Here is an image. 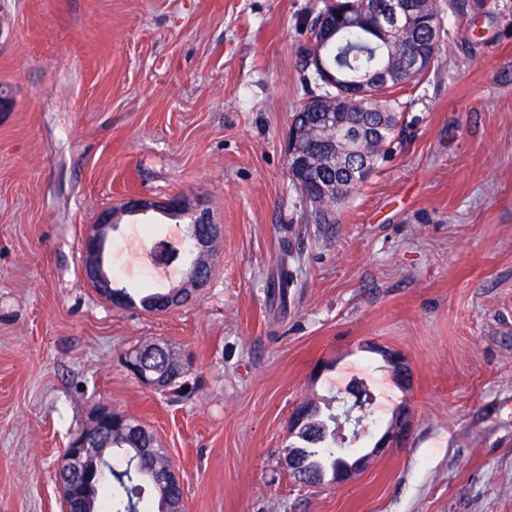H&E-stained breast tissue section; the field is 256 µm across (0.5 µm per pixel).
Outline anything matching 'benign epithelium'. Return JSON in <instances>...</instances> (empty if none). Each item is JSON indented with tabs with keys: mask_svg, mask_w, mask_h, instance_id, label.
<instances>
[{
	"mask_svg": "<svg viewBox=\"0 0 512 512\" xmlns=\"http://www.w3.org/2000/svg\"><path fill=\"white\" fill-rule=\"evenodd\" d=\"M302 135L303 132L297 131L295 127H289L285 151L288 167L291 169H303L308 164L307 149L302 145ZM149 210L194 214V223L198 224V228L190 236L189 248L195 255L197 272L190 279L189 285L196 291L204 288L209 282L210 259L215 244L222 235V225L214 223L206 202L200 198L188 196H167L162 199L132 197L124 207L126 213H143ZM116 220L117 213L113 211L100 213L96 224L92 226V232L82 243L83 274L93 288L109 301L115 299V295L112 292V278L104 270V250L108 230L112 229V224L116 223ZM381 353L395 368L399 381L404 385L409 384L410 370L405 356L397 350L388 348L381 350ZM117 421L122 424L127 422L128 415L113 409L109 403H102L91 411L86 426L71 437L57 466V471H62V467L65 466L79 475V481L70 485L74 493L82 494L86 480L100 476L101 466L98 457L93 453L91 442L100 432L112 429V424ZM410 422L409 407H401L391 425L377 439L374 448L351 463L343 462L336 470L334 482L344 484L350 481L363 469L370 456L386 448L403 444L409 434Z\"/></svg>",
	"mask_w": 512,
	"mask_h": 512,
	"instance_id": "1",
	"label": "benign epithelium"
}]
</instances>
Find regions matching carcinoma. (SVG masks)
I'll use <instances>...</instances> for the list:
<instances>
[{
	"label": "carcinoma",
	"mask_w": 512,
	"mask_h": 512,
	"mask_svg": "<svg viewBox=\"0 0 512 512\" xmlns=\"http://www.w3.org/2000/svg\"><path fill=\"white\" fill-rule=\"evenodd\" d=\"M400 13H391L392 0H325L304 25L307 40L298 55L308 97L293 112L292 123L311 136L324 134L320 116H329L341 140L332 157H311L307 172L293 184L305 200L304 221L331 224L336 206L346 201L391 148L404 123L403 96L410 86L428 80L442 65L439 54L445 30L438 0H398ZM489 0H448L460 23L491 13ZM323 70L309 67L307 57L319 45ZM416 54L401 59L402 48ZM137 364L159 375L169 373L174 351L166 344L134 348ZM312 430L293 434L291 447L302 451L306 484L319 486L336 466V415H325L308 402ZM96 452L104 475L98 489L84 502V512H137L143 485L156 494L157 512H172L183 499L182 486L167 481L169 458L155 450L151 432L134 435L112 428Z\"/></svg>",
	"instance_id": "carcinoma-1"
}]
</instances>
